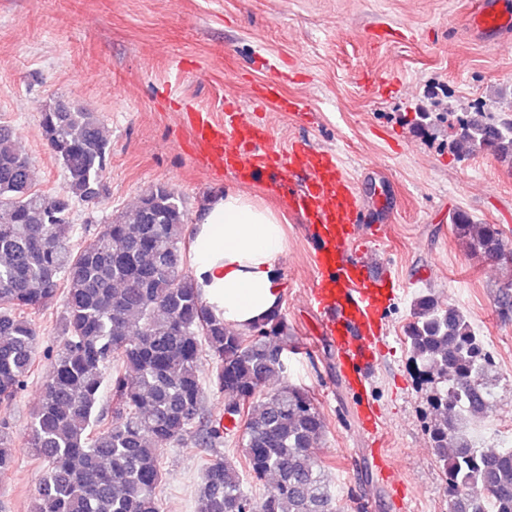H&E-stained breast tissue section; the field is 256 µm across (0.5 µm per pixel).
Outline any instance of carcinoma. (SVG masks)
<instances>
[{"mask_svg": "<svg viewBox=\"0 0 512 512\" xmlns=\"http://www.w3.org/2000/svg\"><path fill=\"white\" fill-rule=\"evenodd\" d=\"M40 128L65 172L64 188L49 196L33 189L28 157L0 125V403L24 388L38 355L50 361L25 435L46 464L32 512H162L161 458L174 443L204 453L194 512H340L312 455L326 419L309 390L288 382L293 347L280 314L240 331L208 311L188 266L187 211L167 183L72 249L74 203L108 194L110 142L96 113L62 103L42 108ZM449 149L487 151L512 168V116L474 113ZM453 224L484 261H512L495 225L464 212ZM60 296L61 341L42 352L27 311ZM405 340L433 384L426 432L447 481L448 512H512V448H483L464 432L467 418L495 403L482 340L459 309L431 294L414 301ZM106 385L107 424L98 411ZM208 385L225 394L224 417L242 419V430L208 413ZM233 436L243 474L220 451ZM12 464L1 420L0 476ZM245 475L265 484L260 499L244 490Z\"/></svg>", "mask_w": 512, "mask_h": 512, "instance_id": "obj_1", "label": "carcinoma"}]
</instances>
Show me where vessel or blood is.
I'll use <instances>...</instances> for the list:
<instances>
[{"label":"vessel or blood","instance_id":"vessel-or-blood-1","mask_svg":"<svg viewBox=\"0 0 512 512\" xmlns=\"http://www.w3.org/2000/svg\"><path fill=\"white\" fill-rule=\"evenodd\" d=\"M471 28L483 34L512 30V11L500 0H483ZM278 90L277 82L257 87L249 104L227 99L223 122L207 113L193 115V144L212 165L244 180L263 176L288 185V204L304 215L313 249L316 276L308 304L320 317L321 330L336 348L343 372L356 389L371 388L379 364L381 315L392 301L388 285L393 268L373 262L361 242L382 238L385 227L367 221L352 180L334 152L297 142L277 149L264 124L251 112Z\"/></svg>","mask_w":512,"mask_h":512}]
</instances>
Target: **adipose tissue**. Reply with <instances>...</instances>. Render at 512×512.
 Instances as JSON below:
<instances>
[{
	"instance_id": "obj_1",
	"label": "adipose tissue",
	"mask_w": 512,
	"mask_h": 512,
	"mask_svg": "<svg viewBox=\"0 0 512 512\" xmlns=\"http://www.w3.org/2000/svg\"><path fill=\"white\" fill-rule=\"evenodd\" d=\"M189 232L195 285L216 319L245 329L280 310L285 234L277 212L228 191L207 201Z\"/></svg>"
}]
</instances>
